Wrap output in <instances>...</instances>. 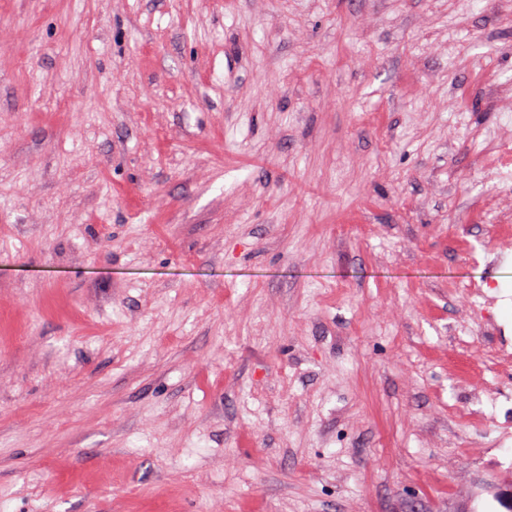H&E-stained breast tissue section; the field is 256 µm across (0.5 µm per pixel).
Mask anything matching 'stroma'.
Returning <instances> with one entry per match:
<instances>
[{"label":"stroma","instance_id":"1","mask_svg":"<svg viewBox=\"0 0 512 512\" xmlns=\"http://www.w3.org/2000/svg\"><path fill=\"white\" fill-rule=\"evenodd\" d=\"M512 0H0V512H495Z\"/></svg>","mask_w":512,"mask_h":512}]
</instances>
